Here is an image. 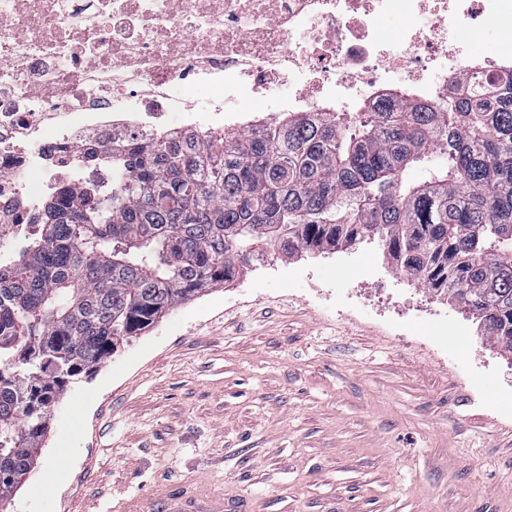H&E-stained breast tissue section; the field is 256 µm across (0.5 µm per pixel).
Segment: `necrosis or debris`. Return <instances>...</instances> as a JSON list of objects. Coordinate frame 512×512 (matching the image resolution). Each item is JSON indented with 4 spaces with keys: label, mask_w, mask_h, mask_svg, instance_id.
<instances>
[{
    "label": "necrosis or debris",
    "mask_w": 512,
    "mask_h": 512,
    "mask_svg": "<svg viewBox=\"0 0 512 512\" xmlns=\"http://www.w3.org/2000/svg\"><path fill=\"white\" fill-rule=\"evenodd\" d=\"M486 23L512 33V0H0V264L59 180L82 192L128 138L223 135L247 96L295 112H375L392 84L435 99L472 72L457 31ZM199 85L203 123L185 103Z\"/></svg>",
    "instance_id": "obj_1"
}]
</instances>
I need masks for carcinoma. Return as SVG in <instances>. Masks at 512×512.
I'll use <instances>...</instances> for the list:
<instances>
[{
  "instance_id": "cac0c4a2",
  "label": "carcinoma",
  "mask_w": 512,
  "mask_h": 512,
  "mask_svg": "<svg viewBox=\"0 0 512 512\" xmlns=\"http://www.w3.org/2000/svg\"><path fill=\"white\" fill-rule=\"evenodd\" d=\"M384 101L201 141L133 137L108 189L57 187L0 265V506L66 383L271 254L376 240L512 354V74ZM414 169L422 178L407 180Z\"/></svg>"
}]
</instances>
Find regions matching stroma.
Instances as JSON below:
<instances>
[{
    "label": "stroma",
    "mask_w": 512,
    "mask_h": 512,
    "mask_svg": "<svg viewBox=\"0 0 512 512\" xmlns=\"http://www.w3.org/2000/svg\"><path fill=\"white\" fill-rule=\"evenodd\" d=\"M409 313L352 305L349 273ZM512 512V355L375 241L269 256L67 384L6 512Z\"/></svg>",
    "instance_id": "1"
}]
</instances>
